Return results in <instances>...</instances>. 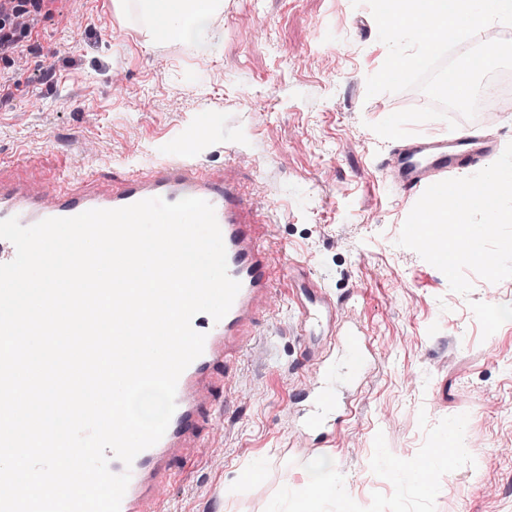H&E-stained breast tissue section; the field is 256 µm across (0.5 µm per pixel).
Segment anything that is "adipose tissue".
Here are the masks:
<instances>
[{
	"label": "adipose tissue",
	"mask_w": 512,
	"mask_h": 512,
	"mask_svg": "<svg viewBox=\"0 0 512 512\" xmlns=\"http://www.w3.org/2000/svg\"><path fill=\"white\" fill-rule=\"evenodd\" d=\"M114 14L123 20L139 18L148 33L165 34L167 39L189 43L207 51L211 45V24L224 10V0H112ZM295 512H321L325 501L336 500L339 512H351L348 497L338 488L331 469L314 464L309 480L292 492Z\"/></svg>",
	"instance_id": "ef3b65f1"
}]
</instances>
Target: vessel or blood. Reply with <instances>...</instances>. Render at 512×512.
I'll use <instances>...</instances> for the list:
<instances>
[{"label": "vessel or blood", "instance_id": "1", "mask_svg": "<svg viewBox=\"0 0 512 512\" xmlns=\"http://www.w3.org/2000/svg\"><path fill=\"white\" fill-rule=\"evenodd\" d=\"M485 112L497 118L512 116V98L486 88ZM196 139L184 137L166 146L167 160L148 171L134 170L120 184L90 176L77 178L41 174L28 180L0 178V220L18 218L25 226L47 218L72 217L90 209H116L149 198L169 202L181 199L184 188L214 208L226 249L230 276L241 288L231 309L221 321L207 314L196 315L193 328L206 336L204 351L181 374L176 391V410L164 436L140 452L131 467L110 459L112 472L130 470L131 478L120 512H162L156 496L158 487L171 481L175 462L184 456L208 417L212 405L216 371L229 357L246 349L261 316L270 311L273 290L271 263L259 241L256 218L265 207L258 200H245L240 184L226 170L214 169L192 160ZM496 141L476 142L465 137L421 139L393 151L380 167L383 179L400 190L422 195L427 187L445 180L467 165L497 155ZM289 295L298 311L299 333L303 336L336 337L337 373L364 367L367 345L362 328L342 322L339 308L310 269L294 265L289 278ZM457 425H449L441 445L432 451V464L450 466L456 453Z\"/></svg>", "mask_w": 512, "mask_h": 512}]
</instances>
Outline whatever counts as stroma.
<instances>
[{
	"label": "stroma",
	"mask_w": 512,
	"mask_h": 512,
	"mask_svg": "<svg viewBox=\"0 0 512 512\" xmlns=\"http://www.w3.org/2000/svg\"><path fill=\"white\" fill-rule=\"evenodd\" d=\"M44 54L0 60L20 89L0 103V156L102 179L160 162L162 142L190 135L198 159L223 168L258 216L277 277L272 314L246 350L223 416L203 424L162 489L166 512H276L327 459L355 512H512V322L495 324L487 290L512 306V278L473 277L469 296L398 246L415 201L378 168L394 149L372 129L385 111L426 106L421 90L367 96L388 54L367 4L352 0H224L209 52L150 41L111 0H66L36 18ZM208 111L207 127L198 116ZM309 267L364 329L370 366L323 432L302 434L303 363L288 271ZM462 419L463 452L433 471L430 496L373 463L408 468ZM260 475L263 496L249 480Z\"/></svg>",
	"instance_id": "1"
}]
</instances>
